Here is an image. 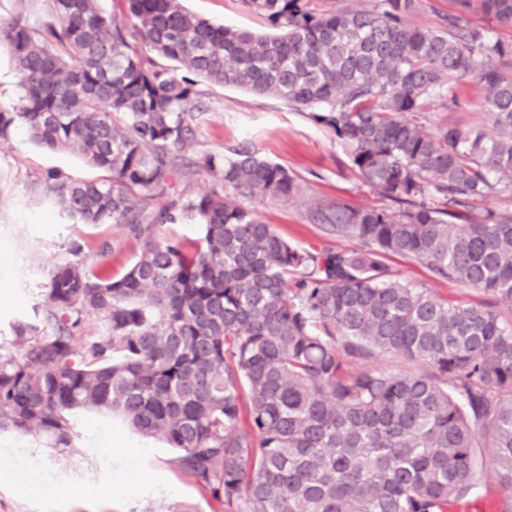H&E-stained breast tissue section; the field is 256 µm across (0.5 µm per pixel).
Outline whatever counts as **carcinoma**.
Listing matches in <instances>:
<instances>
[{
  "mask_svg": "<svg viewBox=\"0 0 512 512\" xmlns=\"http://www.w3.org/2000/svg\"><path fill=\"white\" fill-rule=\"evenodd\" d=\"M14 2L0 46L20 97L0 111V138L19 122L107 173L59 187L58 202L83 224L124 225L141 250L117 279L54 269L42 318L13 327L22 359L0 352V430L64 457L76 412L117 415L178 451L227 512H448L482 492L512 512V208L475 207L512 196V41L470 19L512 27V0H456L435 29L413 23L425 0H244L272 36L213 25L180 0H124L120 21L98 0ZM471 80L491 137L430 120L460 108ZM203 83L275 96L335 134L390 205L325 202L310 217L358 247H295L224 193L299 196L255 149L186 160ZM194 166L220 187L184 200ZM164 195L143 223L138 197ZM176 211L201 224L199 241L167 233ZM390 254L485 300L452 304L404 281ZM91 314L103 334L78 349Z\"/></svg>",
  "mask_w": 512,
  "mask_h": 512,
  "instance_id": "cac0c4a2",
  "label": "carcinoma"
}]
</instances>
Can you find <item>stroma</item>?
<instances>
[{"instance_id": "35a3bbf8", "label": "stroma", "mask_w": 512, "mask_h": 512, "mask_svg": "<svg viewBox=\"0 0 512 512\" xmlns=\"http://www.w3.org/2000/svg\"><path fill=\"white\" fill-rule=\"evenodd\" d=\"M190 12L215 24L260 34L270 23L244 0H182ZM196 113L189 156L228 155L241 145L280 164L302 186L293 202L258 194L237 195L289 243L326 246L310 219L320 202L383 205L353 168L334 134L309 111L292 109L277 97L241 89L208 86ZM60 181L90 180L101 172L78 152L37 144L23 125L0 138V351L21 356L13 327L34 320L55 266L83 261L107 276H121L140 252L139 243L120 224H83L61 209L51 175ZM80 243V253L70 250ZM389 265L403 280L430 288L455 303H482L481 293L455 282L434 279L424 266L399 256ZM74 461L48 458L41 443L14 432L0 433V512H219V504L177 462L161 440L131 430L120 417L81 412L75 418Z\"/></svg>"}]
</instances>
